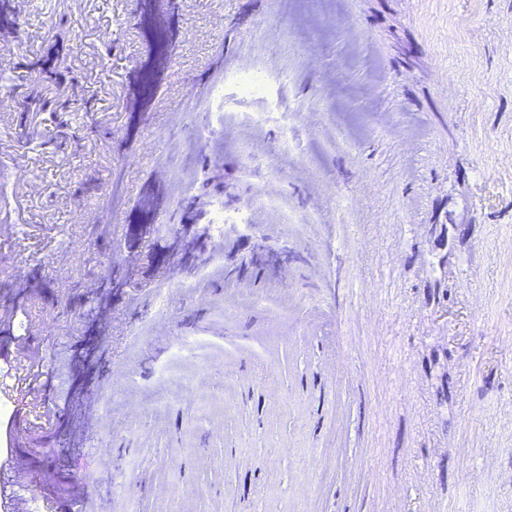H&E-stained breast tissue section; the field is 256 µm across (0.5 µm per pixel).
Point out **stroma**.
I'll return each instance as SVG.
<instances>
[{
    "label": "stroma",
    "mask_w": 512,
    "mask_h": 512,
    "mask_svg": "<svg viewBox=\"0 0 512 512\" xmlns=\"http://www.w3.org/2000/svg\"><path fill=\"white\" fill-rule=\"evenodd\" d=\"M143 3L11 0L0 512H512V0ZM142 25L152 33L155 41V55L151 61V65L158 69H162L170 62L171 53L168 44L163 37V29L160 24V19L150 10L144 16ZM10 93L14 96H20L23 99L25 111L37 112L47 111L50 112H61L65 114L71 111L72 103L66 98H56L49 100L43 97V95L34 87H28L25 91L20 92L18 87L10 90Z\"/></svg>",
    "instance_id": "obj_1"
}]
</instances>
